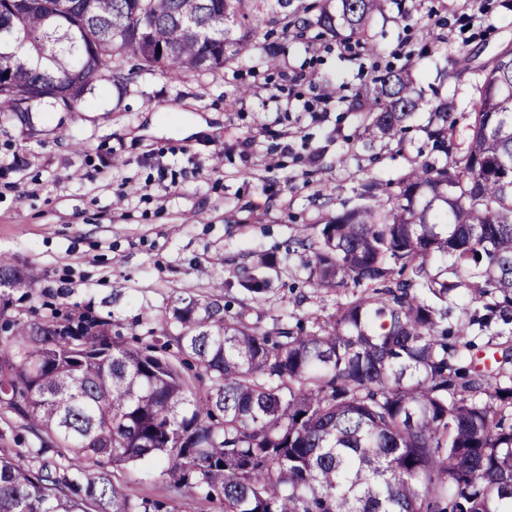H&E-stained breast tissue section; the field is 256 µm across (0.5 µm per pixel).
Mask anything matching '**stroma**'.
<instances>
[{
    "label": "stroma",
    "instance_id": "obj_1",
    "mask_svg": "<svg viewBox=\"0 0 512 512\" xmlns=\"http://www.w3.org/2000/svg\"><path fill=\"white\" fill-rule=\"evenodd\" d=\"M432 19L447 52L430 47ZM371 29L377 50L357 61L313 27L285 40L275 69L243 57L179 78L145 70L121 89L95 85L72 109L42 102L0 122V254L31 281L10 290L14 311L27 320L52 306L89 308L145 344L155 329L146 315L171 311L185 288L203 302L234 299L264 330L334 314L351 289L311 287L285 247L356 205L367 179L397 193L428 150L429 114H416L404 146L366 151L363 115L322 105V80L346 94L373 65L398 67L424 50L425 98L452 94L470 112L482 69L512 47V0H390ZM263 254L277 267L255 296L234 271ZM159 472L137 464L114 475L131 496L161 498Z\"/></svg>",
    "mask_w": 512,
    "mask_h": 512
}]
</instances>
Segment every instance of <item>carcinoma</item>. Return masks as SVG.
Wrapping results in <instances>:
<instances>
[{
	"instance_id": "carcinoma-1",
	"label": "carcinoma",
	"mask_w": 512,
	"mask_h": 512,
	"mask_svg": "<svg viewBox=\"0 0 512 512\" xmlns=\"http://www.w3.org/2000/svg\"><path fill=\"white\" fill-rule=\"evenodd\" d=\"M271 1L282 36L301 37L303 0H0V117L45 99L70 109L89 86L154 67L180 76L253 52L274 67L278 46L258 41ZM386 2L316 0V25L372 52ZM417 69L409 58L341 98L369 119L362 148L404 142L426 106ZM479 92L457 160L447 96L424 127L436 157L394 197L367 180L358 205L292 241L312 287L368 290L309 331H261L188 291L153 343L132 347L89 311L11 314L3 290L28 282L0 255V409L40 441L0 454V512H184L131 497L103 467L140 461L163 463L174 494L222 496L224 512H512V376L477 367L469 339L512 314V48ZM274 268L263 255L238 284L261 294ZM466 288L490 302L453 327L441 305Z\"/></svg>"
}]
</instances>
